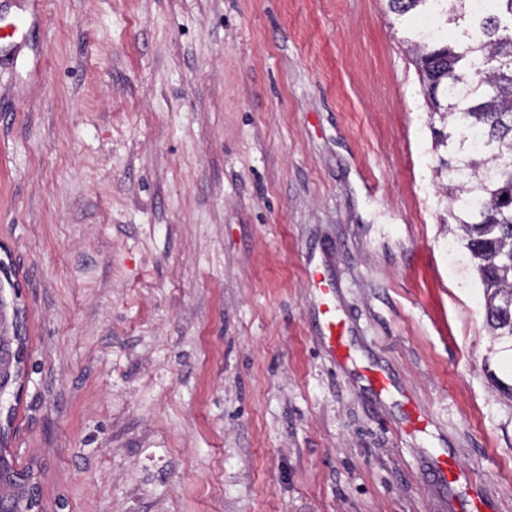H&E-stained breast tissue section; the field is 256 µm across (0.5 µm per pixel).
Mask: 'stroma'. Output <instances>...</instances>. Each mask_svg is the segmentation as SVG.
Wrapping results in <instances>:
<instances>
[{
	"instance_id": "1",
	"label": "stroma",
	"mask_w": 512,
	"mask_h": 512,
	"mask_svg": "<svg viewBox=\"0 0 512 512\" xmlns=\"http://www.w3.org/2000/svg\"><path fill=\"white\" fill-rule=\"evenodd\" d=\"M45 14L42 77L0 70L25 346L0 425L34 512H512V346L485 329L386 0ZM440 449L465 483L429 478ZM314 288L325 300L324 309L321 311V318L318 324L322 331V338L333 349L342 351L346 347V336L344 335V324L342 320L336 319V310L331 301L334 288H329L328 282L321 278L316 271L309 273Z\"/></svg>"
}]
</instances>
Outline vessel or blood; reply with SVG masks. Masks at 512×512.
<instances>
[{
	"label": "vessel or blood",
	"mask_w": 512,
	"mask_h": 512,
	"mask_svg": "<svg viewBox=\"0 0 512 512\" xmlns=\"http://www.w3.org/2000/svg\"><path fill=\"white\" fill-rule=\"evenodd\" d=\"M43 5L44 0H26L20 14L9 18L0 15V66L10 65L18 74L29 80L39 78L45 68L41 58L29 56L27 53L32 33L44 26ZM309 277L325 301L318 321L322 337L332 348L344 349V324L336 318V311L331 302L333 290L317 272H310Z\"/></svg>",
	"instance_id": "1"
}]
</instances>
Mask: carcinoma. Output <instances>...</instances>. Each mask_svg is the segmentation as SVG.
<instances>
[{
    "instance_id": "1",
    "label": "carcinoma",
    "mask_w": 512,
    "mask_h": 512,
    "mask_svg": "<svg viewBox=\"0 0 512 512\" xmlns=\"http://www.w3.org/2000/svg\"><path fill=\"white\" fill-rule=\"evenodd\" d=\"M472 0H388L401 18L435 13L440 30L411 41L433 129L437 173L449 216L461 231L484 288L486 326L512 340V0H493L475 13ZM0 356L19 370L23 339L0 343ZM32 474L10 452L0 457V512H32Z\"/></svg>"
}]
</instances>
